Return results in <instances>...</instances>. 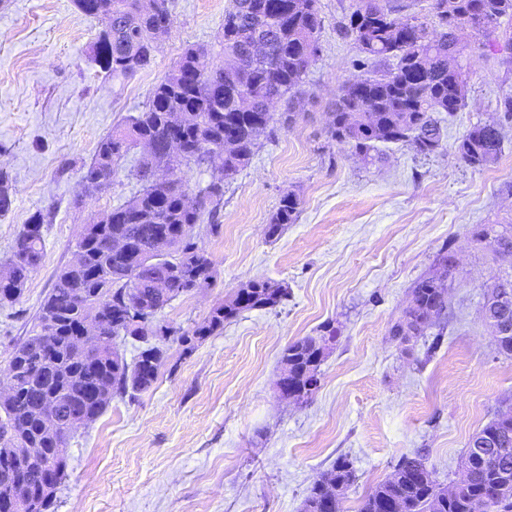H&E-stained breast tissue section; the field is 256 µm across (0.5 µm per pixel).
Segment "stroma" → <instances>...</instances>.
Returning a JSON list of instances; mask_svg holds the SVG:
<instances>
[{
	"mask_svg": "<svg viewBox=\"0 0 512 512\" xmlns=\"http://www.w3.org/2000/svg\"><path fill=\"white\" fill-rule=\"evenodd\" d=\"M229 0H170L173 27L148 70L106 79L90 56L101 19L74 0H0V168L14 205L0 216V265L29 217L48 209L45 255L15 303L0 306V375L30 336L56 271L70 263L85 224L126 201L138 184L132 149L111 186L81 197V175L101 138L138 112L185 48L221 62L218 35ZM351 0H320V52L295 100L301 117L261 140L251 163L224 179V206L194 237L212 264L209 287L173 300L161 321L186 329L252 280L286 286L273 309L241 312L165 363L145 392L113 398L67 450L52 512H301L313 482L337 458L356 480L345 512L403 456L422 454L441 486L460 476L471 436L512 407V356L481 318L483 287L501 271L472 232L512 220V120L495 164L473 168L456 147L465 131L512 94V51H469L465 107L442 148L389 145L364 164L326 128L339 86L369 68L341 25ZM301 212L276 238L267 225L284 193ZM457 258L440 341L389 334L419 277L443 246ZM333 325L320 388L303 403L275 390L288 343Z\"/></svg>",
	"mask_w": 512,
	"mask_h": 512,
	"instance_id": "35a3bbf8",
	"label": "stroma"
}]
</instances>
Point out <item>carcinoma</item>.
Masks as SVG:
<instances>
[{"mask_svg":"<svg viewBox=\"0 0 512 512\" xmlns=\"http://www.w3.org/2000/svg\"><path fill=\"white\" fill-rule=\"evenodd\" d=\"M319 0H230L224 10L219 45L224 62L211 66L196 84L183 82L204 50H184L170 73L157 84L142 109L103 137L84 171L87 189L98 194L113 181L131 146L141 144L145 154L134 176L140 188L108 216L87 224L76 248L79 265L67 264L56 274L42 299L32 335L12 353L15 401L8 409L14 434L0 432V455L17 456L20 449H42L35 467L18 460L20 476L28 485V512H50L54 496L42 491V474L61 483L66 473L67 447L58 435L41 429V414L49 401L96 420L115 396L149 390L157 380L165 351L162 343L178 337L187 348L212 335L224 322L244 309L280 305L288 289L271 281H250L215 306L209 319L191 330L164 322H138L130 309L145 303L160 311L177 297L210 285V260L194 241L193 230L214 219L224 205V190L209 184L197 187L203 206L189 209L184 178L192 164L209 161L221 151L224 176L247 167L259 137L296 122L293 101L305 75L315 62L322 19ZM89 17H110L112 29L103 31L90 46L93 61L114 82H122L151 67L159 50L160 35L173 25L169 0H75ZM505 20H512V0H430L428 14L406 13L393 0H352L343 31L372 61L370 74L343 83L332 104L330 140L346 143L360 159L375 164L383 158L378 144L410 143L429 155L443 146L442 122L466 104L467 75L460 58L466 45L458 29L466 26L477 46L491 48L490 37ZM285 104L282 112L267 111V100ZM502 114L473 124L458 144L461 160L474 168L494 164L502 152L500 122L512 118V96L503 97ZM179 123L185 153L167 152L171 123ZM173 173L157 183V169ZM14 190L6 171L0 170V216L9 213ZM300 198L289 192L281 197L268 224V236L281 234L297 221ZM49 214L33 213L12 247L7 264L8 282L0 286V304L17 301L30 274L44 257L43 224ZM493 237L495 251L512 256V223L485 224L474 237ZM169 239L164 267L151 262L159 239ZM121 239L126 249L109 244ZM163 272L166 287L155 286ZM101 307L106 328L100 346L91 351L73 347L76 330L86 309ZM448 309L445 289L433 276L418 278L411 287L410 304L391 326L394 336H420L440 326ZM483 321L512 325V271L486 286ZM336 329L324 327L318 336H304L283 350L280 364L299 377L305 370L321 374L320 343ZM130 336L145 343L131 364L116 351L114 339ZM485 440L475 452L467 446V482L448 494L438 487L425 459L403 457L394 472L361 500L357 512H387L392 503L403 512H473L476 499L498 491L496 512H512V417L498 416L471 440ZM329 485L347 489L355 480L349 461L339 458L323 474ZM302 512H343L342 500L325 504L324 488H309Z\"/></svg>","mask_w":512,"mask_h":512,"instance_id":"cac0c4a2","label":"carcinoma"}]
</instances>
